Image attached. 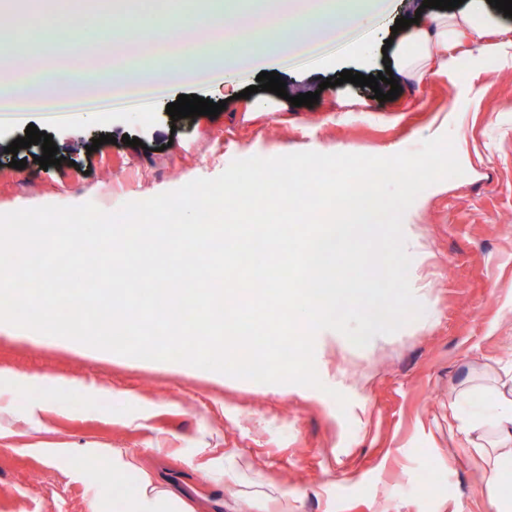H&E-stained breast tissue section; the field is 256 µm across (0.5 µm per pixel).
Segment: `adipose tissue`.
I'll return each instance as SVG.
<instances>
[{"instance_id":"adipose-tissue-1","label":"adipose tissue","mask_w":512,"mask_h":512,"mask_svg":"<svg viewBox=\"0 0 512 512\" xmlns=\"http://www.w3.org/2000/svg\"><path fill=\"white\" fill-rule=\"evenodd\" d=\"M475 33L484 36L482 49L488 56L503 62L512 59V28L498 26L490 14L475 7L420 22L396 50L393 66L416 81L432 79L455 64ZM488 423L505 450L484 455L481 476L484 491L493 512H512V497L506 494L512 486L511 396L494 397L487 415L467 420L460 431L467 438ZM104 454L109 461L112 486L102 489L92 500L91 512H194L189 501L156 484L150 475H143L137 484H127L126 474L135 467L136 455L117 448L105 449ZM114 488L120 491L115 498L110 495Z\"/></svg>"}]
</instances>
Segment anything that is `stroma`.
Returning <instances> with one entry per match:
<instances>
[{"instance_id": "35a3bbf8", "label": "stroma", "mask_w": 512, "mask_h": 512, "mask_svg": "<svg viewBox=\"0 0 512 512\" xmlns=\"http://www.w3.org/2000/svg\"><path fill=\"white\" fill-rule=\"evenodd\" d=\"M422 3L394 0L376 27L287 61L279 70L287 97L265 91L245 100L231 87L185 85L181 94L225 101V109L175 121L161 105L149 127L117 121L54 132L68 147L61 165L41 168L24 149L25 168L0 162V213L88 202L114 212L217 177L237 159L386 157L445 133L464 170L425 188L403 227L416 242L408 279L422 314L362 348L320 331L318 389L126 357L0 323V512H89L81 459L52 464L45 448L132 450L141 470L196 512H492L480 458L460 445L454 403L484 410L512 382V63L487 58L475 35L432 80L397 75L393 100L337 81L345 70H383L386 40L407 36L394 31L396 19L437 16ZM329 78L334 86L322 88ZM313 91V107L291 104ZM362 98L371 111L356 107ZM250 101L276 109L249 112ZM103 134L112 142L92 148ZM125 135L139 147L122 143ZM46 389L53 402L42 409ZM207 460L223 466V481L193 471Z\"/></svg>"}]
</instances>
